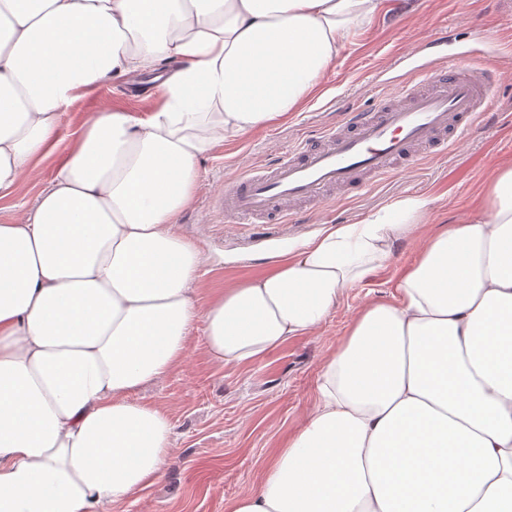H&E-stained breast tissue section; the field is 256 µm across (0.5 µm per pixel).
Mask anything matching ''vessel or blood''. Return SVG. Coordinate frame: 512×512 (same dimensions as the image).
I'll use <instances>...</instances> for the list:
<instances>
[{
	"instance_id": "obj_1",
	"label": "vessel or blood",
	"mask_w": 512,
	"mask_h": 512,
	"mask_svg": "<svg viewBox=\"0 0 512 512\" xmlns=\"http://www.w3.org/2000/svg\"><path fill=\"white\" fill-rule=\"evenodd\" d=\"M494 57L463 66L443 54L417 66L415 82L394 81L392 91L366 109L346 112L316 143L293 147L270 166L226 181L216 207L236 224H264L270 215L297 223L300 205H321L329 191L356 189L361 178L382 179L412 166L417 152L448 150L457 132L475 130L492 117Z\"/></svg>"
}]
</instances>
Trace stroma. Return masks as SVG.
Segmentation results:
<instances>
[{
  "instance_id": "stroma-1",
  "label": "stroma",
  "mask_w": 512,
  "mask_h": 512,
  "mask_svg": "<svg viewBox=\"0 0 512 512\" xmlns=\"http://www.w3.org/2000/svg\"><path fill=\"white\" fill-rule=\"evenodd\" d=\"M506 48L492 84L496 116L460 139L448 153L427 157L407 172L378 181L359 193L327 200L299 224H235L215 208L224 182L240 172L275 161L288 147L336 124L351 106H368L380 83L392 80L435 56L428 42L447 31L448 54L468 58L477 48L476 30ZM418 48L417 57L395 63L396 53ZM133 75L104 83L67 112L66 129L81 125L105 108L147 111L151 103L133 91ZM512 159V0H403L381 13L369 30L338 57L319 88L285 121L206 152L190 205L175 231L206 255L223 256L208 265L198 283L206 302L220 288L264 270L272 253L288 249L328 224H353L368 213L405 197L430 205L419 234L400 245L394 260L363 286L345 292L338 307L312 333L289 340L255 363L220 365L206 353L201 330H194L183 364L168 377L140 389L139 401L166 410L174 425L172 447L151 485L122 504V512H224L225 503L262 480L282 440L301 426L316 400L322 362L340 345L353 316L367 303L389 297L401 266L416 259L425 235L468 213L487 187L498 162Z\"/></svg>"
}]
</instances>
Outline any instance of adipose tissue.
Here are the masks:
<instances>
[{
    "label": "adipose tissue",
    "instance_id": "1",
    "mask_svg": "<svg viewBox=\"0 0 512 512\" xmlns=\"http://www.w3.org/2000/svg\"><path fill=\"white\" fill-rule=\"evenodd\" d=\"M384 0H0V512H104L154 481L169 414L136 400L183 362L261 360L319 327L410 238L428 199L330 224L195 299L207 258L173 226L198 160L281 122ZM137 72L149 112L63 118ZM317 402L226 512H512V161L427 236L322 364ZM52 166L46 162L38 168L37 174L22 179L19 182L16 193L14 194L13 203L16 205H24L30 207L34 204L40 189L46 184L51 177Z\"/></svg>",
    "mask_w": 512,
    "mask_h": 512
}]
</instances>
